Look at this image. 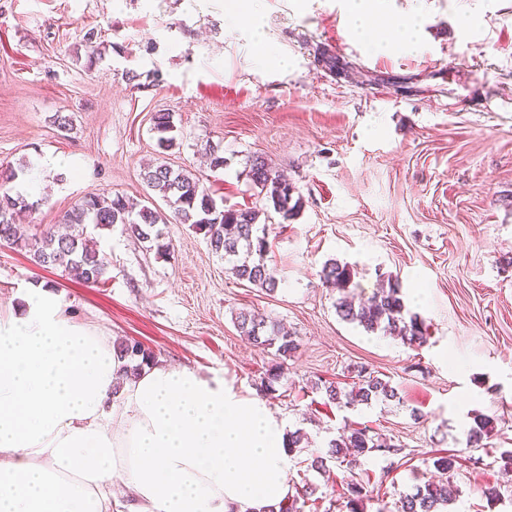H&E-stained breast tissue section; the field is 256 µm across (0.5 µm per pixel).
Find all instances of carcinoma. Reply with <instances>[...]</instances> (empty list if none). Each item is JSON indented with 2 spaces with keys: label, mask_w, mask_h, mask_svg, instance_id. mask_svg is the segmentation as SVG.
I'll return each instance as SVG.
<instances>
[{
  "label": "carcinoma",
  "mask_w": 512,
  "mask_h": 512,
  "mask_svg": "<svg viewBox=\"0 0 512 512\" xmlns=\"http://www.w3.org/2000/svg\"><path fill=\"white\" fill-rule=\"evenodd\" d=\"M153 129L158 134L160 149L167 150L175 144L178 129L171 113H155ZM247 176L253 187L258 189L264 206L226 209L217 204L192 174L176 170L163 160L155 162L143 167L141 179L172 209L171 215L157 207L149 195L142 203L120 194L90 193L76 201L60 219L61 223L71 225L77 232L57 235L47 228L33 232L30 225L20 222V217L32 215L38 205L21 194H11L5 188L18 177L17 170L9 167L0 171V243L20 242L28 248L34 265L61 267L82 283L95 285L105 282L108 266L99 251L90 245L91 232L110 230L120 225L122 231L149 243L157 252L167 254L170 244L164 242L155 227L168 223L189 224L204 232L211 250L231 263V272L238 280L273 292L278 288V281L264 261L269 242L260 219H272L273 212L285 221L293 219L302 208V197L294 185L260 156L249 160ZM321 277L329 286L348 288L352 272L348 265L329 260L322 267ZM336 313L341 320L354 323L368 333L396 336L409 346L420 347L428 338L427 328L418 317H406L402 288L397 280L388 281L381 291L372 296L337 301ZM235 323L242 335L257 345L275 350L278 356L290 357L298 349L293 336L284 332L277 322L268 321L259 314L241 312ZM115 349L118 358L126 361L125 374L128 376H135L144 366L156 362L155 355L136 341H121L115 344ZM353 372L356 373V381L348 392L332 383L324 386L329 400L344 407L368 405L374 401H400L397 389L370 368L355 366ZM490 425V419L475 417L469 430V446L480 447ZM398 451L395 444L375 441L368 429L355 428L349 434L330 441L328 457L351 471L360 463V458L371 453L396 455ZM326 458L314 456L309 459L308 468L322 470ZM314 492L315 488L309 485L304 493L289 496L278 510L269 512H304L303 499ZM367 493V488L356 477H351L347 482V512H362ZM450 502L451 498L440 485L428 481L416 486L413 493L400 494L396 506L397 512H440Z\"/></svg>",
  "instance_id": "carcinoma-1"
}]
</instances>
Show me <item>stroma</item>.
Here are the masks:
<instances>
[{
    "label": "stroma",
    "mask_w": 512,
    "mask_h": 512,
    "mask_svg": "<svg viewBox=\"0 0 512 512\" xmlns=\"http://www.w3.org/2000/svg\"><path fill=\"white\" fill-rule=\"evenodd\" d=\"M376 7L414 22L413 46L389 45L379 30L353 33L348 0H0V166L38 170L33 223L58 224L91 192L144 196L140 170L161 157L228 208L259 203L245 175L254 155L303 198L294 219L268 228L275 292L236 279L191 225H164L165 257L116 226L96 236L108 265L97 286L0 245V308L20 306L31 284L52 286L75 322L245 394L282 364L267 401L309 439L290 472L292 485L317 487L305 512H340L343 469L331 460L317 472L307 461L357 427L400 447L362 458L363 512H396L400 494L429 480L434 457L446 454L456 459L453 512H512V497L481 494L512 484L500 459L512 450V0ZM259 40L273 59L259 58ZM323 48L344 72L325 67ZM159 111L179 130L165 152L153 131ZM58 112L72 115L71 130L55 126ZM208 141L223 166L200 157ZM47 158L54 166L42 167ZM331 259L348 264L367 295L399 279L426 344L341 321L339 293L320 277ZM244 310L284 323L296 353L281 360L254 347L235 326ZM361 364L390 380L399 402H330L321 383L351 389ZM477 415L494 427L472 448Z\"/></svg>",
    "instance_id": "stroma-1"
}]
</instances>
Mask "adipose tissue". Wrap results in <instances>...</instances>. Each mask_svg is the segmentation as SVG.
I'll use <instances>...</instances> for the list:
<instances>
[{
	"mask_svg": "<svg viewBox=\"0 0 512 512\" xmlns=\"http://www.w3.org/2000/svg\"><path fill=\"white\" fill-rule=\"evenodd\" d=\"M47 287L0 318V512H261L293 494L286 426L186 366L120 379Z\"/></svg>",
	"mask_w": 512,
	"mask_h": 512,
	"instance_id": "adipose-tissue-1",
	"label": "adipose tissue"
}]
</instances>
